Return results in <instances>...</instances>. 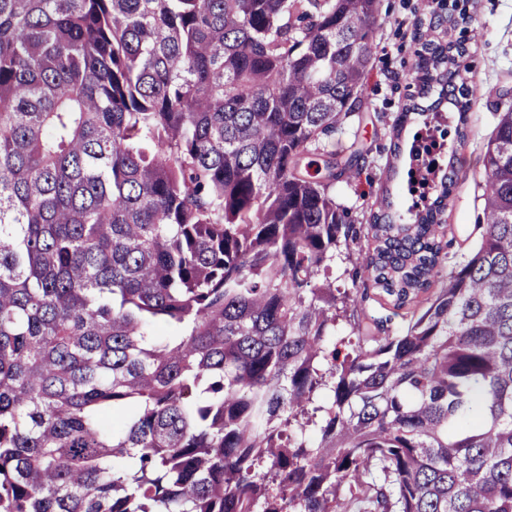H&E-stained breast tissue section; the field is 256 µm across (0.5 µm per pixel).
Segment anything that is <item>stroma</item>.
I'll list each match as a JSON object with an SVG mask.
<instances>
[{
  "instance_id": "stroma-1",
  "label": "stroma",
  "mask_w": 512,
  "mask_h": 512,
  "mask_svg": "<svg viewBox=\"0 0 512 512\" xmlns=\"http://www.w3.org/2000/svg\"><path fill=\"white\" fill-rule=\"evenodd\" d=\"M383 18L377 29L362 107L337 131L330 145L339 152L359 143L368 154L357 179L336 184L337 204L352 224H366L373 212L387 207L401 214L408 152L423 129V116L412 113L417 95L418 47L415 33L427 21V0H379ZM445 41L464 43L467 84L475 93L466 135L453 142L457 184L445 212L444 271H451L483 231V202L478 182L482 155L496 125V114L512 106V0H465V10L451 28H438ZM395 164L398 174L386 181L385 169Z\"/></svg>"
}]
</instances>
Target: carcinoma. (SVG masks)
<instances>
[{
  "label": "carcinoma",
  "mask_w": 512,
  "mask_h": 512,
  "mask_svg": "<svg viewBox=\"0 0 512 512\" xmlns=\"http://www.w3.org/2000/svg\"><path fill=\"white\" fill-rule=\"evenodd\" d=\"M378 2L0 0V512H512V108L455 268L451 162L363 250Z\"/></svg>",
  "instance_id": "carcinoma-1"
}]
</instances>
